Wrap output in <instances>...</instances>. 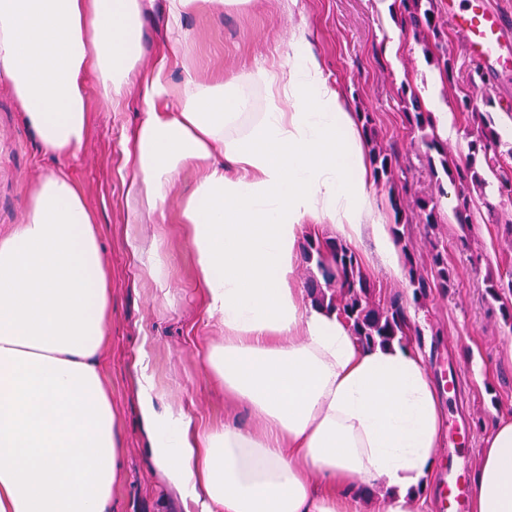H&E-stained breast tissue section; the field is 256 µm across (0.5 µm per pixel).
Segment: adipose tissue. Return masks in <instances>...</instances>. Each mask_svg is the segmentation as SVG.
I'll use <instances>...</instances> for the list:
<instances>
[{
  "mask_svg": "<svg viewBox=\"0 0 512 512\" xmlns=\"http://www.w3.org/2000/svg\"><path fill=\"white\" fill-rule=\"evenodd\" d=\"M144 8L0 0V81L45 153L79 155L92 88L119 105L142 54ZM305 44L296 40L286 69L260 66L214 88L169 81L175 40L144 82L142 119L123 142L130 190L160 215L181 169L202 167L181 215L206 312L224 326L207 378L262 431L158 414L148 379L142 419L157 466L200 512H414L443 435L422 355L359 346L336 311L305 304L295 286L310 221H329L350 244L372 237L393 275L405 264L391 225L372 219L354 115ZM257 86L266 103L253 114ZM109 322L93 216L67 175L50 174L26 222L0 239V512H106L123 468L98 359ZM364 484L387 493L366 502ZM471 510L512 512L511 417L482 442Z\"/></svg>",
  "mask_w": 512,
  "mask_h": 512,
  "instance_id": "adipose-tissue-1",
  "label": "adipose tissue"
}]
</instances>
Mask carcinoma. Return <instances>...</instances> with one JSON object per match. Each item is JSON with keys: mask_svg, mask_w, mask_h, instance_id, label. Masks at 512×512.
<instances>
[{"mask_svg": "<svg viewBox=\"0 0 512 512\" xmlns=\"http://www.w3.org/2000/svg\"><path fill=\"white\" fill-rule=\"evenodd\" d=\"M399 8L404 16V22L413 33L424 42H432L434 48H439L445 36L437 20L433 0H399ZM412 111L406 113L408 122L419 130L430 125V115L422 109L419 97L410 96ZM455 108L463 114H470L479 120L477 137L471 143L472 154L464 164H449L448 153L440 148L436 140L425 141L430 151L439 155L442 171L452 181L460 185L458 205L455 216L459 223L467 220L470 193L474 190L483 191L487 180L475 167V155L483 154L484 162L489 170L501 169L497 184L499 200L512 203V169L501 168L502 153L499 151L500 136L492 125L490 118L474 110L470 95L466 92L455 98ZM371 166L376 180L391 181L395 171L401 169L399 153L393 148L386 149L373 145L371 149ZM410 194L408 184L400 187V192L392 195L390 203L397 216L393 224L394 237H401L402 201ZM413 211L423 223L434 225L441 223L442 214L438 204L431 197L414 196ZM305 253L309 260L316 263L323 282L313 279L307 283V291L317 306L333 309L349 325L356 342L362 346L411 342V335L420 336L419 328L412 327L407 311V303L401 297L395 296L382 305L375 301L374 285L363 273L358 255L350 247L339 240L327 239L323 242L307 239ZM432 267L435 272L434 283L418 269V263L412 254H407V276L409 287L412 288L414 299H424L430 288L436 287L444 291L453 285L454 268L448 265V256L438 251L432 254Z\"/></svg>", "mask_w": 512, "mask_h": 512, "instance_id": "cac0c4a2", "label": "carcinoma"}]
</instances>
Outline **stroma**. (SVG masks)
<instances>
[{"mask_svg":"<svg viewBox=\"0 0 512 512\" xmlns=\"http://www.w3.org/2000/svg\"><path fill=\"white\" fill-rule=\"evenodd\" d=\"M400 26L396 0H248L239 9L200 8L175 28L168 0H152L142 17L138 68L149 73L157 51L177 38L182 54L172 63L169 80L179 84L191 78L215 86L259 65L287 63L293 35L304 34L350 112L369 113L377 143L397 149L416 195L433 197L445 208L443 220L431 229L412 218L398 243L400 250L414 254L422 273H429L431 256L440 250L456 274L453 288L432 289L408 306L423 333L421 353L444 409L433 479L414 505L416 512H434L443 474L453 469L472 476L489 426L498 417L512 416V320L504 316L512 310V294L496 300L485 291L487 279L512 272V226L498 223L490 210L495 194L484 197L476 191L469 199V223L457 221V188L450 178L432 176L421 132L404 114L408 93L423 98L435 92L451 107L457 89L467 87L470 59L461 38L449 32L441 49L429 51L403 32L401 48L391 58L381 45ZM441 54L455 64L454 83L440 79L436 59ZM142 90L140 79H133L116 108L91 91L83 150L76 159L60 161L43 153L10 86L0 82V237L25 223L28 194L45 175L62 172L74 179L95 216L111 272L110 336L100 362L124 450V474L112 490L108 512H196L194 502L182 498L154 464L141 415V373L152 378L159 413L186 409L202 428L230 420L256 431L260 424L225 400L223 389L205 376V351L223 343L224 328L202 304L181 220L199 166L189 165L176 176L165 216L148 213L141 197L128 190L122 142L141 119ZM473 104L502 128L512 120V77L480 83ZM355 251L377 299L410 297L407 276L388 274L372 238ZM151 254L162 278L149 273ZM141 359L147 364L143 371L137 366Z\"/></svg>","mask_w":512,"mask_h":512,"instance_id":"obj_1","label":"stroma"}]
</instances>
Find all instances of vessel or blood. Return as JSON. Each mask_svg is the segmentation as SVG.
Instances as JSON below:
<instances>
[{
  "instance_id": "b4317fda",
  "label": "vessel or blood",
  "mask_w": 512,
  "mask_h": 512,
  "mask_svg": "<svg viewBox=\"0 0 512 512\" xmlns=\"http://www.w3.org/2000/svg\"><path fill=\"white\" fill-rule=\"evenodd\" d=\"M448 21L462 36L468 56L481 62L490 75L512 73V46L504 31L512 26V14L491 0H448ZM468 488L464 481L451 479L441 499L443 512H460Z\"/></svg>"
}]
</instances>
